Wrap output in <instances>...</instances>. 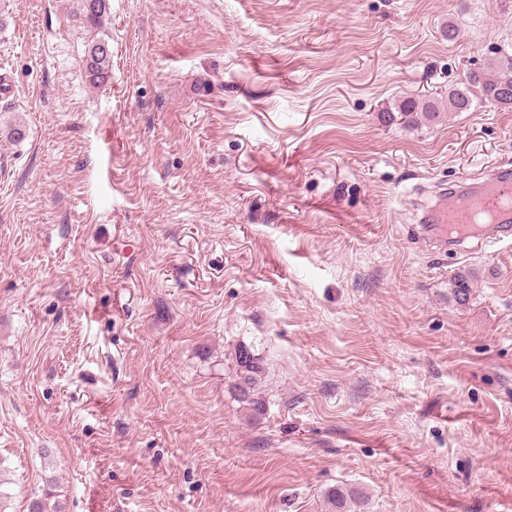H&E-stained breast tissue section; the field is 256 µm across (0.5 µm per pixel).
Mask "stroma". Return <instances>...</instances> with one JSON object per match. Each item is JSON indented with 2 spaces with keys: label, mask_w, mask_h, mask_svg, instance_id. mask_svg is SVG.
Listing matches in <instances>:
<instances>
[{
  "label": "stroma",
  "mask_w": 512,
  "mask_h": 512,
  "mask_svg": "<svg viewBox=\"0 0 512 512\" xmlns=\"http://www.w3.org/2000/svg\"><path fill=\"white\" fill-rule=\"evenodd\" d=\"M69 4L0 0L9 512H512V247L413 208L512 161V110L397 114L512 54V0ZM75 7L72 10V18L76 24L83 27L97 28L101 26L110 14V0H102V5L108 8L99 7L94 9L93 0H72ZM101 43L108 44L105 40L94 41L88 46L84 56L85 75L91 86L107 82L112 72V50L108 54L98 51ZM235 361L238 367L237 385L238 398L242 403H246L256 414L262 412L263 403L255 397V386L258 378L263 372L261 361L256 358L247 347H239L235 352Z\"/></svg>",
  "instance_id": "1"
}]
</instances>
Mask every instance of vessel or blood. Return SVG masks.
I'll return each instance as SVG.
<instances>
[{"label": "vessel or blood", "instance_id": "obj_1", "mask_svg": "<svg viewBox=\"0 0 512 512\" xmlns=\"http://www.w3.org/2000/svg\"><path fill=\"white\" fill-rule=\"evenodd\" d=\"M421 235L463 243L476 230L495 227L494 242L507 239L512 226V169L498 165L477 182L441 184L433 200L422 204L418 218Z\"/></svg>", "mask_w": 512, "mask_h": 512}]
</instances>
